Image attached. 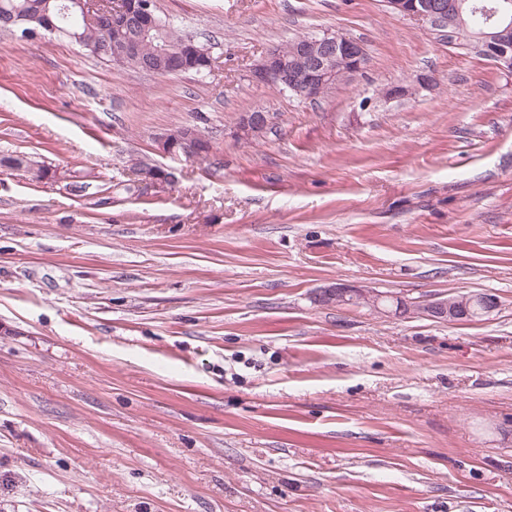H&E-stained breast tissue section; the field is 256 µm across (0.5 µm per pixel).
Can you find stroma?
Returning <instances> with one entry per match:
<instances>
[{"mask_svg":"<svg viewBox=\"0 0 512 512\" xmlns=\"http://www.w3.org/2000/svg\"><path fill=\"white\" fill-rule=\"evenodd\" d=\"M154 3L210 76L0 32V157L53 172L0 166V512H512V73L384 0ZM326 30L363 44L357 80H250ZM189 124L208 158L161 154ZM336 282L499 306L316 303ZM0 165L24 167L28 173H30L32 180L42 181L49 177V170L41 162L29 158L23 157H4L0 159ZM482 293L459 297H472L469 310L475 318L482 313ZM402 303L407 307L406 314H420L434 321H459L469 316V310L464 307L465 298L434 297L427 300H414L400 296Z\"/></svg>","mask_w":512,"mask_h":512,"instance_id":"stroma-1","label":"stroma"}]
</instances>
